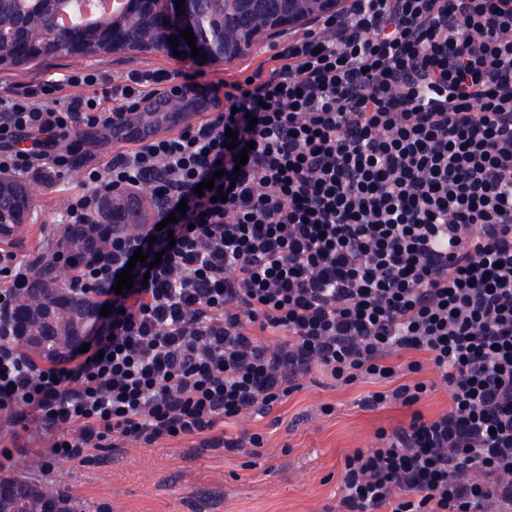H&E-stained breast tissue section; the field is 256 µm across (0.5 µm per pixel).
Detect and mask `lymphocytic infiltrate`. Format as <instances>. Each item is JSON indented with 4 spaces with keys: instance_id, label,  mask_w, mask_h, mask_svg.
<instances>
[{
    "instance_id": "obj_1",
    "label": "lymphocytic infiltrate",
    "mask_w": 512,
    "mask_h": 512,
    "mask_svg": "<svg viewBox=\"0 0 512 512\" xmlns=\"http://www.w3.org/2000/svg\"><path fill=\"white\" fill-rule=\"evenodd\" d=\"M272 60L209 91L197 124L102 164L75 154L87 130L189 85L74 69L0 96V173L77 167L86 186L39 264L0 247V315L58 266L111 308L75 364L0 329V471L24 440L46 471L174 439L255 456L264 435L227 421L318 372L374 381L363 409L411 410L345 456L336 512H512V0H346ZM208 181L222 200L196 195ZM145 185L154 223H107L113 191ZM139 249L157 267L115 294ZM440 383L450 406L430 418L417 405Z\"/></svg>"
}]
</instances>
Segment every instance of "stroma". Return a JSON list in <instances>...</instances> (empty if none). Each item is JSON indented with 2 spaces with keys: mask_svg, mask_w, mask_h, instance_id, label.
Listing matches in <instances>:
<instances>
[{
  "mask_svg": "<svg viewBox=\"0 0 512 512\" xmlns=\"http://www.w3.org/2000/svg\"><path fill=\"white\" fill-rule=\"evenodd\" d=\"M316 26L312 20L283 28L260 38L244 55L218 62L165 51L50 58L21 76L0 70V95L21 85L62 78L75 68L106 72L116 84L142 70L198 73L203 82L220 87L250 75L273 55L276 41L303 35ZM198 120L197 107L151 99L142 103L136 119L122 131H90L82 149L94 153L102 163L124 142L149 141ZM25 184L34 190L35 202L28 221L11 240L18 245L20 259L30 261L61 219L59 200L81 193L84 186L75 170L51 182L29 178ZM372 388L369 382L341 387L328 379L317 384L307 378L274 415L227 424L230 432L244 427L265 435V446L256 457L227 456L176 439L148 448L129 446L103 452L88 464L61 463L47 473L32 464L19 476L49 496L66 492L80 512H99L104 504L110 512H326L340 496L339 475L345 456L372 446L378 428L390 429L408 419L407 409L397 405L361 410L357 402ZM326 404L332 405L331 414L323 413Z\"/></svg>",
  "mask_w": 512,
  "mask_h": 512,
  "instance_id": "stroma-1",
  "label": "stroma"
}]
</instances>
